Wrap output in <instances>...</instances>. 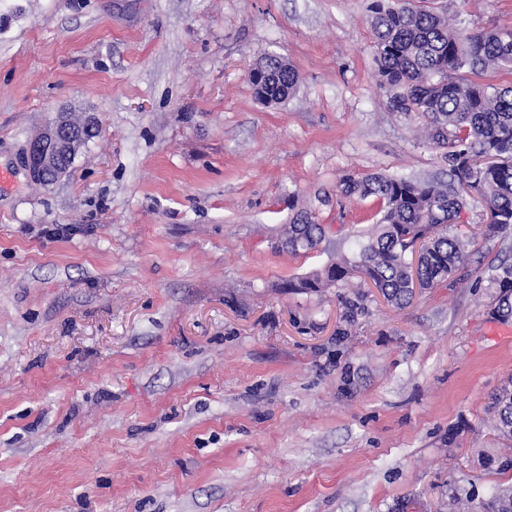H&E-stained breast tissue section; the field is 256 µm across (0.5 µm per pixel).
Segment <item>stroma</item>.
<instances>
[{"label":"stroma","instance_id":"1","mask_svg":"<svg viewBox=\"0 0 512 512\" xmlns=\"http://www.w3.org/2000/svg\"><path fill=\"white\" fill-rule=\"evenodd\" d=\"M369 3L0 0V512H480L512 486L486 288L512 235L350 327L352 289L284 287L371 229L343 177L448 172L380 94ZM423 5L512 26V0ZM264 53L299 77L276 106ZM62 109L100 132L35 184L26 143ZM297 207L325 236L294 254ZM260 61L263 72L260 78L257 79L254 72L260 68L259 66L254 67V71L248 72L249 81L256 95L258 97H270L271 99L278 100L272 92L276 90L277 87L275 86L279 84L281 86H288V98L292 96L298 84V74L295 69L290 64L283 63L280 57L273 55L263 54L257 62ZM269 83L272 84L271 91Z\"/></svg>","mask_w":512,"mask_h":512}]
</instances>
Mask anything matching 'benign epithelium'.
<instances>
[{
  "mask_svg": "<svg viewBox=\"0 0 512 512\" xmlns=\"http://www.w3.org/2000/svg\"><path fill=\"white\" fill-rule=\"evenodd\" d=\"M97 128L93 117L77 128L70 124L67 115L58 114L28 144L24 164L32 180L42 185L54 181L62 170L65 154L72 152L78 141L94 134Z\"/></svg>",
  "mask_w": 512,
  "mask_h": 512,
  "instance_id": "1",
  "label": "benign epithelium"
}]
</instances>
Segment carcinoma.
I'll return each mask as SVG.
<instances>
[{"label":"carcinoma","instance_id":"1","mask_svg":"<svg viewBox=\"0 0 512 512\" xmlns=\"http://www.w3.org/2000/svg\"><path fill=\"white\" fill-rule=\"evenodd\" d=\"M370 26L379 87L395 112H414L427 119L429 136L448 149L450 180L416 181L384 175H347L340 183L349 199H373L380 208L373 229L359 235L351 255H339L322 270L288 287L309 292L350 288L352 279L370 281L385 300L400 307L413 298L412 283L420 274L430 288L451 281L468 257L470 237L495 238L512 233V87L468 79L489 70L512 71V43L503 28L470 30L453 25L433 9L412 0H372ZM261 78L248 72L259 97L275 98L276 85L293 95L298 84L295 69L279 57L263 54ZM473 154H490L495 164L469 188L490 210L492 221L479 224L466 237L458 233L464 199L454 185L469 177ZM288 251L315 249L324 227L312 212L302 210L284 230ZM425 239L426 254L419 267L411 255L416 240ZM493 313L512 319V263L503 262L489 278ZM344 321L356 323L368 311L367 294L345 299ZM496 430L512 441V389L505 386L493 401ZM484 512H512V489H502L483 506Z\"/></svg>","mask_w":512,"mask_h":512}]
</instances>
